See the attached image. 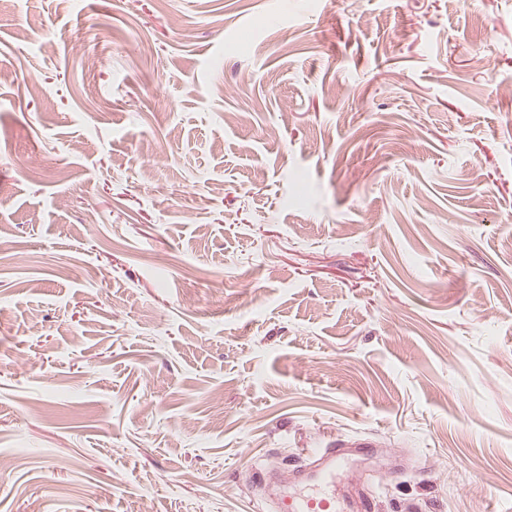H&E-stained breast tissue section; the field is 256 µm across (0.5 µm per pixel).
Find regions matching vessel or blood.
Segmentation results:
<instances>
[{
	"label": "vessel or blood",
	"instance_id": "obj_1",
	"mask_svg": "<svg viewBox=\"0 0 512 512\" xmlns=\"http://www.w3.org/2000/svg\"><path fill=\"white\" fill-rule=\"evenodd\" d=\"M310 458V469L281 499L278 512H373V497L367 490L353 498L336 494L334 477L346 460L343 446L316 449Z\"/></svg>",
	"mask_w": 512,
	"mask_h": 512
}]
</instances>
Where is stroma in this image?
I'll return each instance as SVG.
<instances>
[{
	"label": "stroma",
	"instance_id": "stroma-1",
	"mask_svg": "<svg viewBox=\"0 0 512 512\" xmlns=\"http://www.w3.org/2000/svg\"><path fill=\"white\" fill-rule=\"evenodd\" d=\"M510 218L512 0H0V512L512 505ZM344 441L332 448H319L310 453L311 469L299 471L295 489L284 496L279 512H372V495L362 488L356 498L336 496L334 477L346 461ZM301 474H305L301 478ZM306 486L318 487L316 491L303 492ZM299 488V489H297Z\"/></svg>",
	"mask_w": 512,
	"mask_h": 512
}]
</instances>
